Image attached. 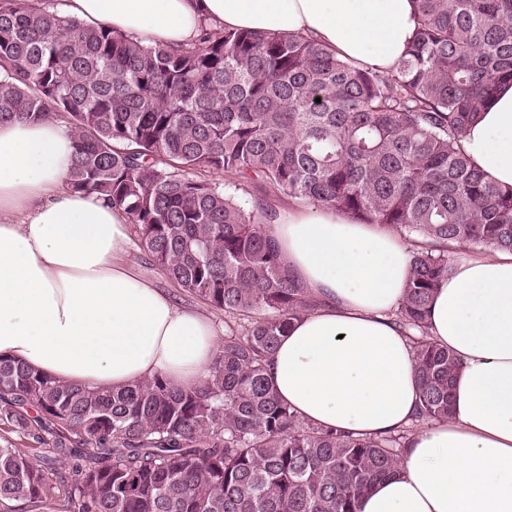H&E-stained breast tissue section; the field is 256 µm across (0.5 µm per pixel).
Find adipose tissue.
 I'll list each match as a JSON object with an SVG mask.
<instances>
[{
	"label": "adipose tissue",
	"mask_w": 512,
	"mask_h": 512,
	"mask_svg": "<svg viewBox=\"0 0 512 512\" xmlns=\"http://www.w3.org/2000/svg\"><path fill=\"white\" fill-rule=\"evenodd\" d=\"M64 12L135 41L186 46L202 25L312 37L363 69H395L417 29L414 0H64ZM461 146L512 187V85ZM74 140L58 121L0 123V355L84 387L207 375L221 332L122 262V208L74 191ZM288 273L321 301L271 361L280 398L306 422L359 436L411 434L397 473L358 512H512V253H457L429 313L430 339L460 369L450 419L412 430V339L395 324L412 248L383 224L295 203L271 224Z\"/></svg>",
	"instance_id": "1"
}]
</instances>
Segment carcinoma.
<instances>
[{
	"mask_svg": "<svg viewBox=\"0 0 512 512\" xmlns=\"http://www.w3.org/2000/svg\"><path fill=\"white\" fill-rule=\"evenodd\" d=\"M415 4L413 40L381 74L300 36L206 24L188 48L141 45L55 0H0V122L67 123L71 187L124 209L153 265L228 324L189 387L87 388L0 356V512L60 496L70 512H356L397 469L408 431L327 430L280 400L272 354L321 301L281 266L276 211L243 209L201 168L421 238L395 323L418 332L414 423L451 416L459 362L427 317L449 246L512 252V188L461 147L512 82V0Z\"/></svg>",
	"mask_w": 512,
	"mask_h": 512,
	"instance_id": "cac0c4a2",
	"label": "carcinoma"
}]
</instances>
